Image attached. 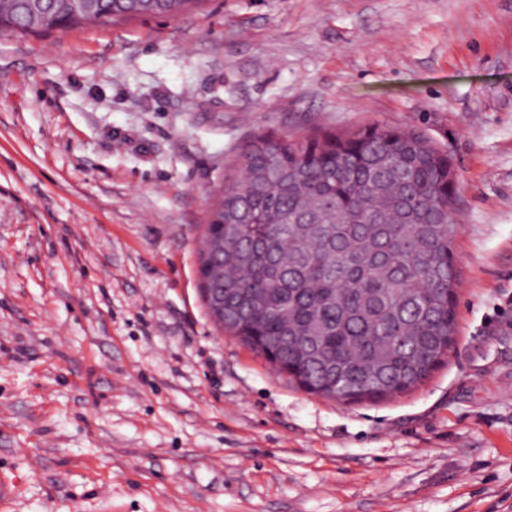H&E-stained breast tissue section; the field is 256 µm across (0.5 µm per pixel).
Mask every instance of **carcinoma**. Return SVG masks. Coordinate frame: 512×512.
<instances>
[{
	"label": "carcinoma",
	"mask_w": 512,
	"mask_h": 512,
	"mask_svg": "<svg viewBox=\"0 0 512 512\" xmlns=\"http://www.w3.org/2000/svg\"><path fill=\"white\" fill-rule=\"evenodd\" d=\"M0 0V26L37 33L176 15L204 0ZM448 155L390 124L259 137L212 205L200 287L219 268L224 331L301 387L379 400L448 355L458 273Z\"/></svg>",
	"instance_id": "1"
}]
</instances>
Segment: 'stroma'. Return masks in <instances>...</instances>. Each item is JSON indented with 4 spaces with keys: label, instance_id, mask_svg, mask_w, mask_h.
I'll use <instances>...</instances> for the list:
<instances>
[{
    "label": "stroma",
    "instance_id": "obj_1",
    "mask_svg": "<svg viewBox=\"0 0 512 512\" xmlns=\"http://www.w3.org/2000/svg\"><path fill=\"white\" fill-rule=\"evenodd\" d=\"M377 122L453 164L457 331L341 403L213 323L200 251L254 137ZM0 474V512H512V0L0 28Z\"/></svg>",
    "mask_w": 512,
    "mask_h": 512
}]
</instances>
